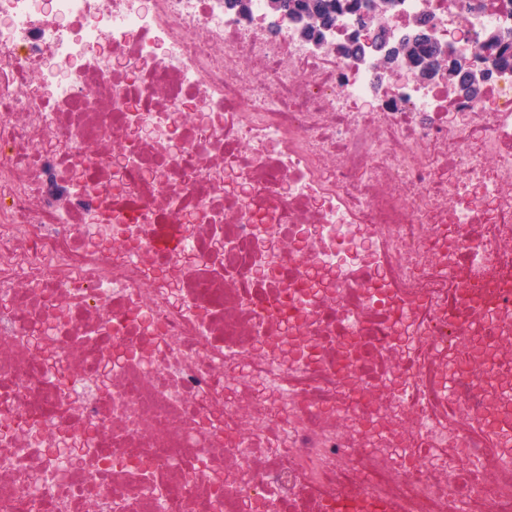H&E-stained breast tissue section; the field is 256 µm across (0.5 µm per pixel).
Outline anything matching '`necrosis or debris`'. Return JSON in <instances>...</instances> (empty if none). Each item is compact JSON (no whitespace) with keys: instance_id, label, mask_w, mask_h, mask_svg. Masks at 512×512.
Listing matches in <instances>:
<instances>
[{"instance_id":"1","label":"necrosis or debris","mask_w":512,"mask_h":512,"mask_svg":"<svg viewBox=\"0 0 512 512\" xmlns=\"http://www.w3.org/2000/svg\"><path fill=\"white\" fill-rule=\"evenodd\" d=\"M419 16L480 97L348 15L0 0V512H512V0ZM393 0H379L368 2L360 11L349 13L355 16L354 37L360 41L363 50H369L379 56L381 64L392 76L397 77V81L404 86L408 82L415 83L434 82L443 80L441 72L437 67L429 66L420 71H409L407 69L395 71L398 69L397 52L404 42L412 43L415 39H420L423 32L416 31L408 37L395 36L387 23L391 17V11L394 7ZM391 29V28H390ZM409 59L415 65L419 60H428L431 64L437 66L431 46L426 40H415L412 45L406 46ZM385 65V66H384Z\"/></svg>"}]
</instances>
